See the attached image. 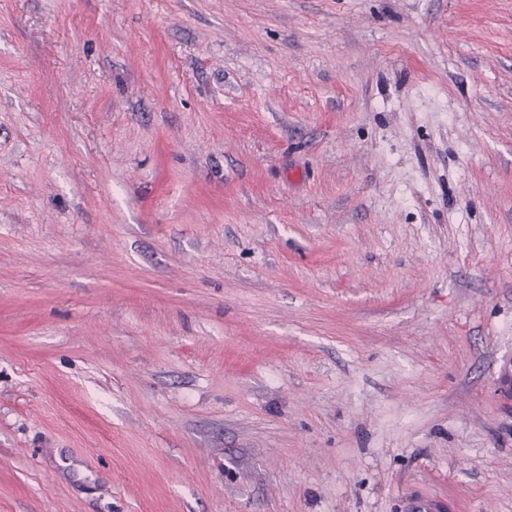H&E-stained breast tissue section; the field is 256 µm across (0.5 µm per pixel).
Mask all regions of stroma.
<instances>
[{
	"mask_svg": "<svg viewBox=\"0 0 512 512\" xmlns=\"http://www.w3.org/2000/svg\"><path fill=\"white\" fill-rule=\"evenodd\" d=\"M512 0H0V512H512Z\"/></svg>",
	"mask_w": 512,
	"mask_h": 512,
	"instance_id": "obj_1",
	"label": "stroma"
}]
</instances>
